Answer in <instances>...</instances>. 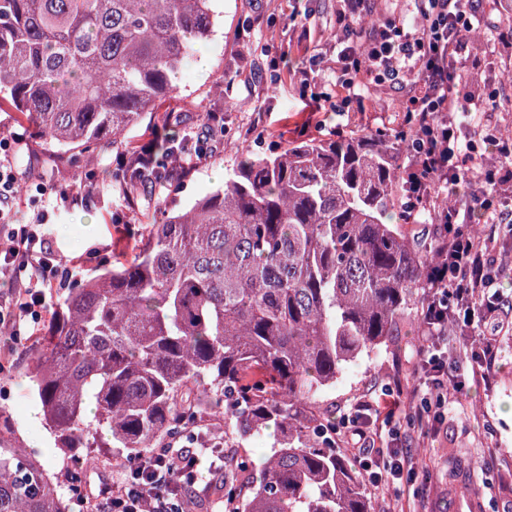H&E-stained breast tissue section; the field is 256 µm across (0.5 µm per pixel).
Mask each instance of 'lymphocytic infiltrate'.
<instances>
[{
    "label": "lymphocytic infiltrate",
    "mask_w": 512,
    "mask_h": 512,
    "mask_svg": "<svg viewBox=\"0 0 512 512\" xmlns=\"http://www.w3.org/2000/svg\"><path fill=\"white\" fill-rule=\"evenodd\" d=\"M336 13L339 37L336 71L341 86L351 89L365 80L390 83L404 90L402 110L418 131L406 167L407 207L411 215L434 207L436 192L458 194L467 186L470 199L440 214L435 233L444 260L432 276V288L421 327V355L431 371L444 373L447 362L436 337L449 327L477 333L474 375H485L496 358L500 336L512 331V305L501 307L493 272L500 265L494 235L474 236L466 226L473 220L512 227V139L497 136L484 123L485 113L470 110L472 94L457 78L469 63L462 30L477 19L475 0H416L421 20L374 26L358 34L355 23L372 11L371 0H340ZM489 143L498 156L487 166L475 149L476 140ZM19 178L13 150L0 139V325L9 326L12 340L38 325L49 309L54 289L81 272L80 262L63 267L50 240L36 223L14 220ZM343 437L356 451V462L370 487L400 488L414 466L397 449L374 452L375 440L358 419H344ZM197 436L178 434L166 447L140 454L101 494L85 499L86 512H184L185 497L202 480Z\"/></svg>",
    "instance_id": "obj_1"
}]
</instances>
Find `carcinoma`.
Here are the masks:
<instances>
[{
    "instance_id": "cac0c4a2",
    "label": "carcinoma",
    "mask_w": 512,
    "mask_h": 512,
    "mask_svg": "<svg viewBox=\"0 0 512 512\" xmlns=\"http://www.w3.org/2000/svg\"><path fill=\"white\" fill-rule=\"evenodd\" d=\"M218 0H0V110L50 152L126 148L122 133L180 92L212 40ZM156 137L154 183L185 137ZM410 128L299 137L241 149L224 186L182 214L160 211L124 260L67 288L28 372L67 461L101 449L130 460L176 427L223 410L247 442L279 432L235 512H371L365 482L323 432L319 394L404 319L420 321L439 242L415 238L403 207ZM135 204L141 174H115ZM227 465L213 498L242 488ZM0 512H70L44 463L0 411Z\"/></svg>"
}]
</instances>
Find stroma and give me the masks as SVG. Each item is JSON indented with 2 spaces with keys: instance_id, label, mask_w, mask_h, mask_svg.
<instances>
[{
  "instance_id": "1",
  "label": "stroma",
  "mask_w": 512,
  "mask_h": 512,
  "mask_svg": "<svg viewBox=\"0 0 512 512\" xmlns=\"http://www.w3.org/2000/svg\"><path fill=\"white\" fill-rule=\"evenodd\" d=\"M223 20L214 39L201 53L207 69L189 63L179 74V97L167 109L182 116L193 128L211 112L224 115V127L212 135L210 157L170 182L138 205L126 204L112 183V152L95 150L93 157L73 152L48 153L30 127L16 113L0 111V137L18 136L15 153L24 173L19 194L22 205L17 220L34 222L48 211L44 229L53 242L57 259L67 265L81 261L83 276L92 277L120 254L113 244L125 226L145 234L158 204L181 209L222 185L235 166L237 150L263 135L282 149L296 127L308 124L319 136L333 128L371 130L402 125L400 95L386 84L355 87L353 94L336 90V0H219ZM471 89L476 97L497 89L499 106L490 114L497 132L512 135V52L484 45L472 51ZM314 66V78L302 86L297 72ZM236 76L228 91L216 82L224 73ZM83 188L88 201L82 206L58 204L63 188ZM467 337H448V385L453 404L436 429L415 424L423 397L429 396L434 376L423 369L417 350L419 326L406 320L386 345L349 365L335 386L322 397L332 416L354 412L359 401L387 387H401L400 408L393 421L397 436L382 433L378 447L398 442L410 449L416 475L411 483L389 491L387 512H412L425 504L428 512H454L448 499V482L458 463H465L483 512H512V333L500 338V348L488 379L476 380L468 360L458 359ZM32 341L22 338L5 370L0 371V409L19 427L26 449L50 461V473H59L62 452L47 432L35 384L27 372Z\"/></svg>"
}]
</instances>
